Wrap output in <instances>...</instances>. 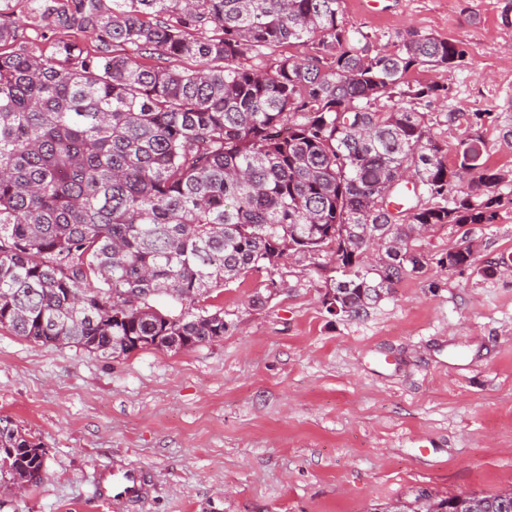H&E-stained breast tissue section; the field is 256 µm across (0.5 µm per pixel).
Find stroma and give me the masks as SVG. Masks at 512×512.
Masks as SVG:
<instances>
[{
  "mask_svg": "<svg viewBox=\"0 0 512 512\" xmlns=\"http://www.w3.org/2000/svg\"><path fill=\"white\" fill-rule=\"evenodd\" d=\"M347 26L391 49L409 31L456 39L457 67L413 70L447 86L414 101L456 161L478 113L482 160L512 173V0H344ZM475 263L441 267L448 249ZM427 263L366 314L329 313L332 262L286 255L211 291L224 336L110 358L0 329V417L45 451L46 474L0 512H372L426 487L512 489V209L438 226ZM267 303L251 304L267 279ZM152 480L142 501L98 500L111 472Z\"/></svg>",
  "mask_w": 512,
  "mask_h": 512,
  "instance_id": "obj_1",
  "label": "stroma"
}]
</instances>
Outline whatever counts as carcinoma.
Instances as JSON below:
<instances>
[{
	"label": "carcinoma",
	"mask_w": 512,
	"mask_h": 512,
	"mask_svg": "<svg viewBox=\"0 0 512 512\" xmlns=\"http://www.w3.org/2000/svg\"><path fill=\"white\" fill-rule=\"evenodd\" d=\"M12 2L0 0V328L16 336L111 357L213 342L224 311L195 303L290 252L332 254L341 312L360 316L424 268L421 226L491 224L512 207L481 139L450 166L410 106L447 98L409 75L457 66V40L412 31L372 50L343 0H26L19 19ZM296 46L307 54L283 53ZM366 224L402 256L373 260ZM440 264L468 269L473 252ZM162 296L180 311L157 309ZM45 473L41 447L0 418V484ZM464 502L512 512V490L420 488L379 512Z\"/></svg>",
	"instance_id": "cac0c4a2"
}]
</instances>
